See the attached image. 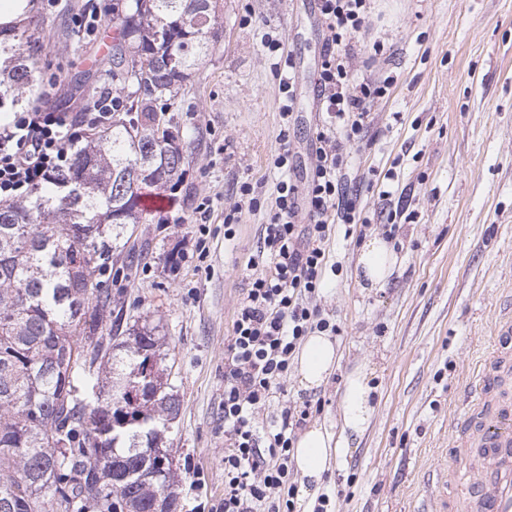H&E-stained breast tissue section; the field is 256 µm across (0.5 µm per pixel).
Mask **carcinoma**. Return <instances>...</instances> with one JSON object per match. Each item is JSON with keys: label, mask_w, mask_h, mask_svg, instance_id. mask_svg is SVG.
I'll list each match as a JSON object with an SVG mask.
<instances>
[{"label": "carcinoma", "mask_w": 512, "mask_h": 512, "mask_svg": "<svg viewBox=\"0 0 512 512\" xmlns=\"http://www.w3.org/2000/svg\"><path fill=\"white\" fill-rule=\"evenodd\" d=\"M0 19V111L37 86L35 0ZM192 0H126L112 76L134 88L137 118L84 137L72 165L20 202H0V512H176L169 434L174 386L138 389L162 370L163 326L112 322L103 288L142 223L141 190L182 175L157 137L167 107L208 52L212 16Z\"/></svg>", "instance_id": "cac0c4a2"}]
</instances>
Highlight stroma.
<instances>
[{"instance_id":"stroma-1","label":"stroma","mask_w":512,"mask_h":512,"mask_svg":"<svg viewBox=\"0 0 512 512\" xmlns=\"http://www.w3.org/2000/svg\"><path fill=\"white\" fill-rule=\"evenodd\" d=\"M114 0H60L37 8L38 68L45 102L65 112L92 105L111 79L108 52L122 33ZM97 11L93 35L73 18ZM211 49L172 99L168 128L184 152L183 176L161 190L119 257L108 283L124 317L160 318L170 379L182 407L173 425L172 469L180 512H208L224 497V347L252 276L274 197L273 161L287 132L293 163L309 170L319 122L313 98L323 46L317 0H216ZM293 57L299 118L284 127V95L264 35ZM383 44L375 53L374 44ZM357 76L390 79L362 142L348 148L347 177L360 189L362 235L331 229L326 248L339 270L319 306L335 322L339 365L320 388L289 373L282 394L257 416L267 424L285 402L310 400L307 420L341 434L346 449L320 484L299 481L305 512H418L435 468L447 464L455 418L474 397L467 382L491 343L499 306L512 291V0H373L352 42ZM259 185V206L243 208L224 238V209L239 183ZM223 194L198 259L197 228L174 223L171 200ZM403 210L395 238L388 214ZM388 239L398 257L384 287L357 267L365 240ZM363 371L373 416L358 434L342 430L347 377Z\"/></svg>"}]
</instances>
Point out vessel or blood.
<instances>
[{"label":"vessel or blood","mask_w":512,"mask_h":512,"mask_svg":"<svg viewBox=\"0 0 512 512\" xmlns=\"http://www.w3.org/2000/svg\"><path fill=\"white\" fill-rule=\"evenodd\" d=\"M512 379V295L494 327L493 346L470 382L478 402L474 421L455 432L446 465L445 487L454 488L448 512H512V404L502 389ZM472 479L460 484V470Z\"/></svg>","instance_id":"vessel-or-blood-1"}]
</instances>
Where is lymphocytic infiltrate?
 <instances>
[{"label": "lymphocytic infiltrate", "mask_w": 512, "mask_h": 512, "mask_svg": "<svg viewBox=\"0 0 512 512\" xmlns=\"http://www.w3.org/2000/svg\"><path fill=\"white\" fill-rule=\"evenodd\" d=\"M369 0H319L325 38L317 89L322 119L315 161L306 176L283 147L273 161L276 196L263 226V244L250 258L253 277L240 302L224 351V500L215 512H298V482L288 468L294 433L313 413L310 402L283 407L258 431L256 416L283 389L290 361L310 333H336L316 299L327 268L332 218L359 219V193L345 179L346 146L362 140L370 107L388 81L356 76L350 43L364 28ZM120 97L104 94L78 113L43 105L0 125V197L21 198L70 164L74 124L103 128Z\"/></svg>", "instance_id": "lymphocytic-infiltrate-1"}]
</instances>
